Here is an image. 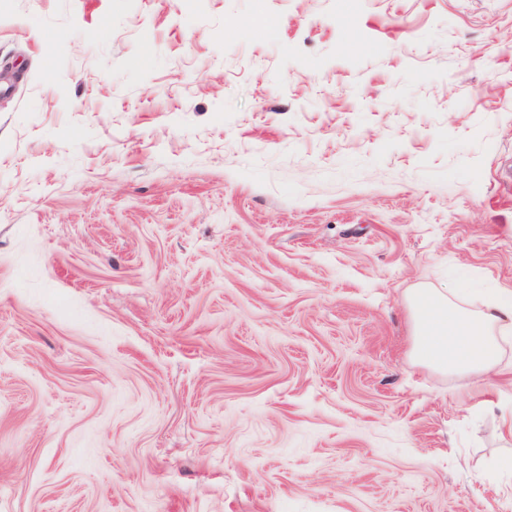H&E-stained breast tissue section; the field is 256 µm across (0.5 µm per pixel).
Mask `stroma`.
<instances>
[{
    "label": "stroma",
    "instance_id": "1",
    "mask_svg": "<svg viewBox=\"0 0 512 512\" xmlns=\"http://www.w3.org/2000/svg\"><path fill=\"white\" fill-rule=\"evenodd\" d=\"M0 512H512V0H0ZM411 354L423 366L449 375L482 377L501 363L500 341L512 334V290L499 288L473 312L448 293L417 289L409 301Z\"/></svg>",
    "mask_w": 512,
    "mask_h": 512
}]
</instances>
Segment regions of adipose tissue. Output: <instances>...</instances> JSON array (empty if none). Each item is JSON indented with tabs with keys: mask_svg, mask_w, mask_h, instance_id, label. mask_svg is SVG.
I'll return each mask as SVG.
<instances>
[{
	"mask_svg": "<svg viewBox=\"0 0 512 512\" xmlns=\"http://www.w3.org/2000/svg\"><path fill=\"white\" fill-rule=\"evenodd\" d=\"M409 306L411 354L418 364L473 377L499 367L500 343L512 337V290L497 289L477 312L447 293L423 288L411 294Z\"/></svg>",
	"mask_w": 512,
	"mask_h": 512,
	"instance_id": "ef3b65f1",
	"label": "adipose tissue"
}]
</instances>
